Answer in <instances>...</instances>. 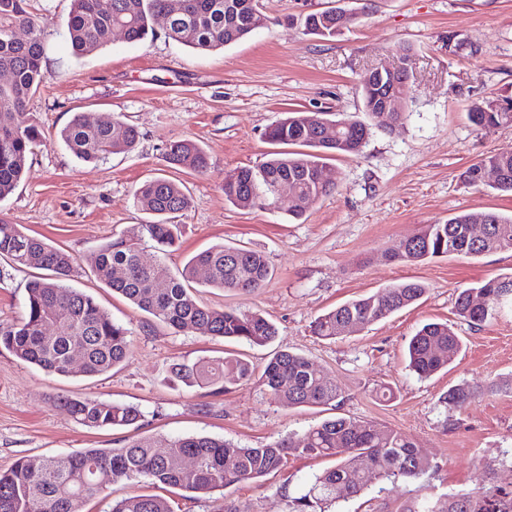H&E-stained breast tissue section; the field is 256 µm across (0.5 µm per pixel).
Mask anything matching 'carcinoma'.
<instances>
[{"mask_svg":"<svg viewBox=\"0 0 512 512\" xmlns=\"http://www.w3.org/2000/svg\"><path fill=\"white\" fill-rule=\"evenodd\" d=\"M333 11L331 7L307 14L304 31L335 36ZM160 14L170 17L169 38L201 51L237 43L267 21L259 0H71L66 23L71 54L81 58L106 46L116 30L129 42H141L154 32V20ZM17 28L25 29V40L13 38ZM45 54L44 28L29 11V0H0V71L9 74V81L0 83V200L15 191L29 157L45 141L41 126L27 110L30 97L47 78ZM469 118L484 130L512 124V112H495L493 101L484 99L471 103ZM369 133V125L360 120H335L325 112H290L270 125L265 137L272 144L300 146L302 150L273 152L259 165L228 171L224 196L241 209L267 210L273 188L291 182L297 196L288 212L300 219L338 187V183L321 178L325 160L333 155H358ZM139 139V129L131 123L121 119L95 123L83 113L74 114L59 132L61 144L84 163L129 152ZM163 159L170 167L197 175L209 170L206 153L190 139L170 143ZM482 168L498 174L496 182L486 187L512 194L511 148L469 165L461 173L462 182L481 186L476 173ZM134 197L153 220L140 225V235L113 238L85 257L105 285L177 332L257 346L272 342L277 328L261 313L212 308L192 293L201 269L207 272L208 288L250 292L261 287L271 274L265 256L247 248L216 245L173 271L165 255L181 238V225L174 219L190 207L186 186L154 178L140 185ZM473 224L487 228L486 238L477 247L469 236ZM501 249H512V215L462 212L443 224L427 225L388 252L386 259L412 264L442 255L476 257ZM0 258L17 267L49 272L27 284L25 315L17 323L0 327L1 348L53 376L71 374L69 362L76 348L82 353L81 372L89 377L105 374L128 360L127 329L91 295L68 284L79 266L77 257L24 233L17 224L1 221ZM425 293V286L416 281L384 288L318 316L312 332L334 339L346 328L370 324L415 303ZM474 294L487 297L485 308L472 306ZM509 304L512 275L463 289L455 307L459 317L481 326L496 319ZM459 349V337L448 324L427 323L409 341V367L420 376H430L448 366ZM170 374L172 380L187 387L219 392L252 380L254 370L240 358L202 357L191 364L172 365ZM259 382L275 402L288 407L329 405L340 396L338 386L316 372L308 358L288 351L275 353ZM472 395L467 386L458 385L448 389L445 404L458 408ZM61 403L73 419L90 429L124 428L143 417L135 406L95 397L65 398ZM157 448L155 439L141 436L124 440L119 448H88L36 462L21 457L0 473V512H77L80 504L92 498H107L113 485L141 477L153 485L205 498L281 469L290 453L336 458L334 468L316 476L308 490L293 499V512H327L336 503L338 483L345 484L347 493L357 495L374 477L419 479L432 469L406 433L346 416L326 419L301 435L264 447L233 446L224 440L189 435L167 440L161 454ZM110 512H173V508L161 496L133 493L112 500ZM405 512H512V490L490 486L476 492L438 495L423 484Z\"/></svg>","mask_w":512,"mask_h":512,"instance_id":"obj_1","label":"carcinoma"}]
</instances>
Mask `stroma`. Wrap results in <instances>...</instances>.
<instances>
[{
  "label": "stroma",
  "instance_id": "stroma-1",
  "mask_svg": "<svg viewBox=\"0 0 512 512\" xmlns=\"http://www.w3.org/2000/svg\"><path fill=\"white\" fill-rule=\"evenodd\" d=\"M267 25L221 51H198L164 33L143 43L114 34L107 46L74 59L65 38L70 0H31L46 31L48 78L28 103L45 142L28 162L15 192L0 201V219L83 259L110 237L133 235L148 219L134 189L153 176L187 183L191 206L181 217L179 245L166 257L182 268L215 244L262 253L272 271L249 293L199 289L218 309L261 311L279 330L267 346L177 332L113 294L89 266L72 280L129 331L130 356L94 378L73 372L51 377L0 349V471L18 458L117 448L128 436L165 440L203 434L235 445L262 447L303 433L322 420L347 416L408 434L432 462L421 482L438 494L512 489V308L475 326L457 316L460 291L512 275V249L478 258L437 257L420 264L386 261V252L429 224L463 211L512 213V195L465 186L461 173L490 152L512 148V126L491 131L468 116L474 99L512 96V0H348L360 20L331 38L304 34L300 19L331 0H261ZM415 56L404 89L406 117L390 129L372 128L360 156L328 160L334 193L298 221L290 199L272 210H241L224 197V174L263 162L274 150L266 128L290 111L318 109L337 118L365 117L360 88L376 67L396 61L400 47ZM91 121L122 117L138 126L136 148L98 163L77 161L57 134L74 113ZM190 138L206 152L207 174L166 166L170 142ZM33 269L0 260V324L24 314ZM405 281L427 288L417 303L354 332L322 340L310 325L340 304ZM445 322L461 341L455 360L430 377L407 367L406 347L423 324ZM288 350L307 357L334 381L333 405L284 407L258 381L215 394L170 383L167 369L204 356L232 353L262 370ZM465 384L473 398L459 408L443 403ZM389 398H382V391ZM96 396L137 406L141 426L89 429L76 423L63 398ZM334 458L289 455L278 472L195 499L156 489L175 512H292V500ZM418 482V483H421ZM418 483L374 481L340 500L338 512H401Z\"/></svg>",
  "mask_w": 512,
  "mask_h": 512
}]
</instances>
